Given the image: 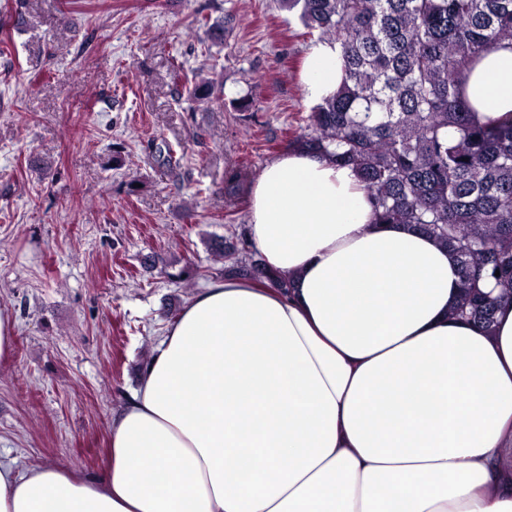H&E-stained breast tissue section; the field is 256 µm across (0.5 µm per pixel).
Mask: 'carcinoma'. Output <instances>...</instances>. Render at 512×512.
Segmentation results:
<instances>
[{
    "mask_svg": "<svg viewBox=\"0 0 512 512\" xmlns=\"http://www.w3.org/2000/svg\"><path fill=\"white\" fill-rule=\"evenodd\" d=\"M280 2L344 60L289 145L354 168L380 223L447 247L463 282L451 315L491 331L512 304V121L475 122L461 86L481 53L512 43V0ZM235 272L288 289L258 261Z\"/></svg>",
    "mask_w": 512,
    "mask_h": 512,
    "instance_id": "cac0c4a2",
    "label": "carcinoma"
}]
</instances>
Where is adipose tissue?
Here are the masks:
<instances>
[{"mask_svg": "<svg viewBox=\"0 0 512 512\" xmlns=\"http://www.w3.org/2000/svg\"><path fill=\"white\" fill-rule=\"evenodd\" d=\"M344 75L313 41L308 102ZM463 99L512 121V45ZM249 236L288 291L212 281L166 328L88 477L0 463V512H512V306L453 320V257L380 224L352 167L293 147L249 187Z\"/></svg>", "mask_w": 512, "mask_h": 512, "instance_id": "1", "label": "adipose tissue"}]
</instances>
